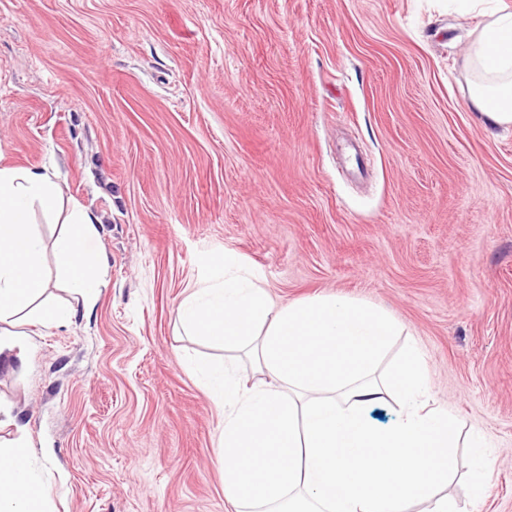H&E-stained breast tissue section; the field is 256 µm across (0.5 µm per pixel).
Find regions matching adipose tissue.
I'll use <instances>...</instances> for the list:
<instances>
[{"instance_id":"obj_1","label":"adipose tissue","mask_w":512,"mask_h":512,"mask_svg":"<svg viewBox=\"0 0 512 512\" xmlns=\"http://www.w3.org/2000/svg\"><path fill=\"white\" fill-rule=\"evenodd\" d=\"M475 79L470 102L492 127H512V12L488 22L466 59ZM62 196L43 169L0 165V337L24 350L15 318L62 326L73 305L45 302L43 247L30 224L33 206L51 210ZM56 237L59 277L84 308L107 288V262L86 247L96 217L73 205ZM182 331L252 354L272 381L251 388L204 368L210 396L224 411V497L235 512H409L433 500L454 512L436 487L452 463L454 432L447 411L420 397L426 373L418 350L394 365L391 381L376 371L397 335L395 320L367 304L320 297L274 308L252 271L234 256L223 273L176 310ZM396 388L407 410L386 428L366 409ZM32 450L0 448V512H45Z\"/></svg>"}]
</instances>
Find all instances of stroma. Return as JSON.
<instances>
[{
    "label": "stroma",
    "mask_w": 512,
    "mask_h": 512,
    "mask_svg": "<svg viewBox=\"0 0 512 512\" xmlns=\"http://www.w3.org/2000/svg\"><path fill=\"white\" fill-rule=\"evenodd\" d=\"M492 9L448 0H0V165L99 218L108 286L0 353V444L49 512H232L198 365L242 353L176 309L235 256L275 306L384 309L457 434L456 512H512V130L469 106ZM479 442L492 476L472 499Z\"/></svg>",
    "instance_id": "stroma-1"
}]
</instances>
